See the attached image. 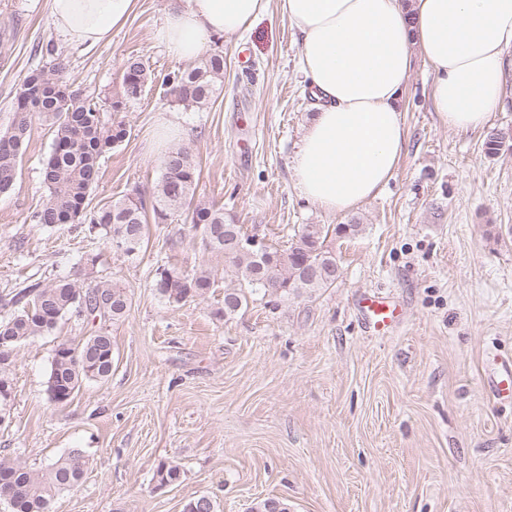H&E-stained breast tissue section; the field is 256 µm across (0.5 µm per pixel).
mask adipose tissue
Here are the masks:
<instances>
[{
    "label": "adipose tissue",
    "mask_w": 512,
    "mask_h": 512,
    "mask_svg": "<svg viewBox=\"0 0 512 512\" xmlns=\"http://www.w3.org/2000/svg\"><path fill=\"white\" fill-rule=\"evenodd\" d=\"M136 0H45L66 42H111ZM277 5L300 38V65L317 112L294 158L303 194L328 212L375 196L402 156L398 97L420 49L432 67L433 105L458 130L485 124L504 93L512 0H172L157 31L168 54L195 62L215 37L249 30Z\"/></svg>",
    "instance_id": "1"
}]
</instances>
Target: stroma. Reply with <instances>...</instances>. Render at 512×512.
<instances>
[{
    "label": "stroma",
    "mask_w": 512,
    "mask_h": 512,
    "mask_svg": "<svg viewBox=\"0 0 512 512\" xmlns=\"http://www.w3.org/2000/svg\"><path fill=\"white\" fill-rule=\"evenodd\" d=\"M169 6L138 0L111 42L88 50L60 38L44 0H0V131L48 49L62 54L74 88L103 105L123 95V60L140 56L152 80L113 115L126 136L104 155L92 203L152 193L165 117L179 129L170 145L196 158L198 199L246 232L282 245L304 224L354 220L363 230L328 236L340 269L333 288L257 297L225 318L231 274L183 217L151 225L134 257L71 224H33L52 146L49 126L35 121L17 182L0 194V297L58 276L105 278L127 288L131 305L115 322L66 318L16 350L0 458L36 468L84 451L81 486L56 496L52 512H183L203 495L216 512H250L267 497L291 512H512V403L495 402L488 387L494 361L512 360V71L502 109L459 132L440 121L433 70L415 57L392 178L356 209L330 213L294 178L314 99L299 37L277 6L221 39L224 87L200 109L164 95L166 75L184 67L155 37ZM495 132L505 145L491 156ZM170 264L208 265L215 285L169 302L155 280ZM375 291L402 306L383 336L367 332L356 308ZM101 330L112 337L111 377L50 402L57 344ZM162 461L179 465L177 483L158 485Z\"/></svg>",
    "instance_id": "stroma-1"
}]
</instances>
